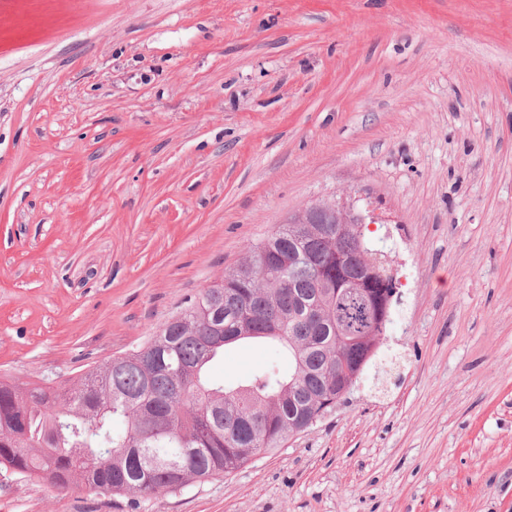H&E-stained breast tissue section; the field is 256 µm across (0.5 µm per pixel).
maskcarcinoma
<instances>
[{"mask_svg": "<svg viewBox=\"0 0 512 512\" xmlns=\"http://www.w3.org/2000/svg\"><path fill=\"white\" fill-rule=\"evenodd\" d=\"M362 224L292 215L143 345L71 386L0 380V468L64 490L150 497L231 473L314 425L370 365L394 283ZM276 342L237 386L208 377L224 347Z\"/></svg>", "mask_w": 512, "mask_h": 512, "instance_id": "1", "label": "carcinoma"}]
</instances>
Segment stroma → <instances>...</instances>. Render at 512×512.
I'll return each mask as SVG.
<instances>
[{"instance_id": "35a3bbf8", "label": "stroma", "mask_w": 512, "mask_h": 512, "mask_svg": "<svg viewBox=\"0 0 512 512\" xmlns=\"http://www.w3.org/2000/svg\"><path fill=\"white\" fill-rule=\"evenodd\" d=\"M324 199L398 287L345 399L178 493L1 470L0 512H512V0H0L1 379L129 352Z\"/></svg>"}]
</instances>
